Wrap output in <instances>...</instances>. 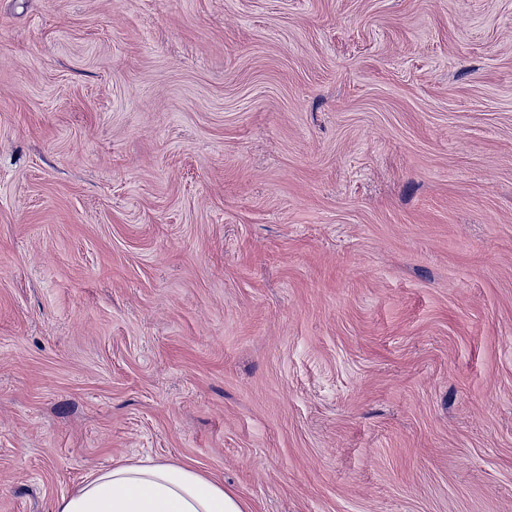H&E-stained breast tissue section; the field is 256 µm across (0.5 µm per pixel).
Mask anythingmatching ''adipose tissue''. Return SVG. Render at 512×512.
Wrapping results in <instances>:
<instances>
[{
  "mask_svg": "<svg viewBox=\"0 0 512 512\" xmlns=\"http://www.w3.org/2000/svg\"><path fill=\"white\" fill-rule=\"evenodd\" d=\"M55 512H248V505L189 465L146 457L90 473Z\"/></svg>",
  "mask_w": 512,
  "mask_h": 512,
  "instance_id": "1",
  "label": "adipose tissue"
}]
</instances>
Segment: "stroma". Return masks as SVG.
I'll use <instances>...</instances> for the list:
<instances>
[{
    "label": "stroma",
    "instance_id": "35a3bbf8",
    "mask_svg": "<svg viewBox=\"0 0 512 512\" xmlns=\"http://www.w3.org/2000/svg\"><path fill=\"white\" fill-rule=\"evenodd\" d=\"M148 456L512 512V0H0V512Z\"/></svg>",
    "mask_w": 512,
    "mask_h": 512
}]
</instances>
